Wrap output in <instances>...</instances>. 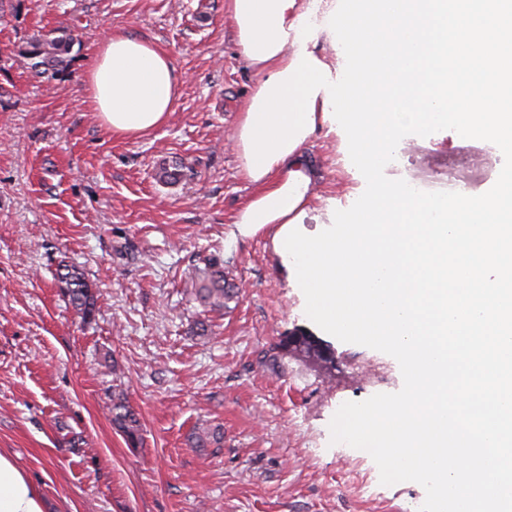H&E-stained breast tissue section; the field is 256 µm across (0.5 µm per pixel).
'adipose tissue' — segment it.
<instances>
[{
    "label": "adipose tissue",
    "mask_w": 512,
    "mask_h": 512,
    "mask_svg": "<svg viewBox=\"0 0 512 512\" xmlns=\"http://www.w3.org/2000/svg\"><path fill=\"white\" fill-rule=\"evenodd\" d=\"M335 0H225L241 60L264 85L285 71L300 49L316 52L317 41H295L299 15L311 12L322 23ZM181 81L168 53L127 32L105 35L86 76V93L112 134L137 137L164 125L178 98ZM318 176L304 146L278 158L254 178L255 192L236 214V235L253 237L268 226L284 227L315 198ZM0 512H49L41 488L0 449Z\"/></svg>",
    "instance_id": "adipose-tissue-1"
}]
</instances>
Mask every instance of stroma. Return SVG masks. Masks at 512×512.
<instances>
[{
    "label": "stroma",
    "instance_id": "stroma-1",
    "mask_svg": "<svg viewBox=\"0 0 512 512\" xmlns=\"http://www.w3.org/2000/svg\"><path fill=\"white\" fill-rule=\"evenodd\" d=\"M66 28L81 45L63 78L33 76L17 50ZM109 31L168 52L181 78L168 121L137 138L112 135L84 75ZM256 81L234 43L224 0H0V448L41 487L52 512H413L426 492L386 486L363 450L331 440L339 407L394 393L397 361L344 343L305 313L271 232L231 239L254 194L230 137ZM411 136L391 179L448 177V158ZM321 201L315 235L366 181L331 138L306 147ZM183 176L160 183L162 164ZM224 261L236 295L195 334L192 292L206 259ZM78 266L96 295L82 321L57 273ZM303 329L332 357L270 355ZM124 391L142 424L130 447L112 420ZM221 427V447L198 432Z\"/></svg>",
    "mask_w": 512,
    "mask_h": 512
}]
</instances>
